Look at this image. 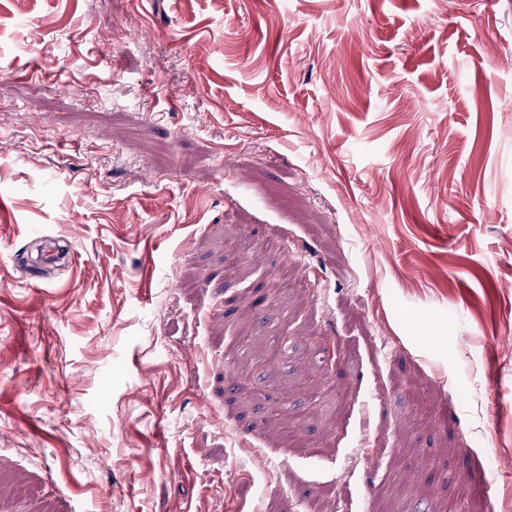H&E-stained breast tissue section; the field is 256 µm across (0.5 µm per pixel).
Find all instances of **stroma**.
<instances>
[{
    "instance_id": "stroma-1",
    "label": "stroma",
    "mask_w": 512,
    "mask_h": 512,
    "mask_svg": "<svg viewBox=\"0 0 512 512\" xmlns=\"http://www.w3.org/2000/svg\"><path fill=\"white\" fill-rule=\"evenodd\" d=\"M0 197V512H512V0H0Z\"/></svg>"
}]
</instances>
